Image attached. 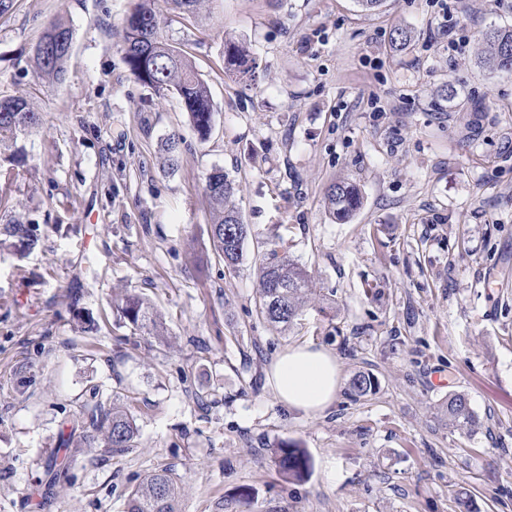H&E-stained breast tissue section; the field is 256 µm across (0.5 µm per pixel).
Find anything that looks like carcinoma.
Here are the masks:
<instances>
[{"instance_id":"obj_1","label":"carcinoma","mask_w":512,"mask_h":512,"mask_svg":"<svg viewBox=\"0 0 512 512\" xmlns=\"http://www.w3.org/2000/svg\"><path fill=\"white\" fill-rule=\"evenodd\" d=\"M163 3L172 12L195 16L202 12L208 0H163ZM164 28L158 0H139L124 20V63L139 81L152 86L156 92H176L198 139L205 141L214 122L207 83L195 71L191 60L166 37ZM72 40L73 31L66 22L49 21L33 50L36 73L51 80L62 79ZM481 42V64L495 71L512 72V28H491L483 34ZM224 71L241 77L254 76V66L248 64V49L244 43L231 38L224 40ZM41 124L40 113L25 99L0 98V142L19 132L37 129ZM165 151L167 168L176 170L180 140L169 139ZM203 191L210 207V239L225 266L233 268L242 258L246 228L234 203L237 188L223 169L214 168L204 177ZM325 200L329 214L338 221L350 220L361 206L359 190L345 181L331 184ZM259 271L260 315L271 323L291 324L306 303L310 275L276 249L261 263ZM113 308L131 332L167 340L165 323L149 300L126 293L113 300ZM376 387L377 380L369 373L360 372L349 382V391L354 397L367 396ZM442 408L454 427L469 431L474 426L475 414L465 394H449ZM78 431L85 438L91 432L102 434L104 448L110 453H124L135 447L137 436L133 418L113 401L98 400L84 407L79 417L70 422L68 431L60 433L57 451H68ZM275 455L284 480L300 482L304 479L309 460L303 449L284 442L275 449ZM178 494L176 472L169 467L155 470L131 489L126 499V512H177Z\"/></svg>"}]
</instances>
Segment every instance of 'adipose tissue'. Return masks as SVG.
Instances as JSON below:
<instances>
[{"label": "adipose tissue", "instance_id": "obj_1", "mask_svg": "<svg viewBox=\"0 0 512 512\" xmlns=\"http://www.w3.org/2000/svg\"><path fill=\"white\" fill-rule=\"evenodd\" d=\"M268 376L283 406L307 414L329 409L336 401L341 381L336 355L310 343L293 345L278 355Z\"/></svg>", "mask_w": 512, "mask_h": 512}]
</instances>
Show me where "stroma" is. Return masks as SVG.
Wrapping results in <instances>:
<instances>
[{"label": "stroma", "instance_id": "obj_1", "mask_svg": "<svg viewBox=\"0 0 512 512\" xmlns=\"http://www.w3.org/2000/svg\"><path fill=\"white\" fill-rule=\"evenodd\" d=\"M446 3L470 36L455 57L429 38L434 0H211L171 14L170 38L210 90L203 142L178 95L123 61L136 0H15L0 17V97L42 116L39 132L0 143L14 166L0 196V512H124L168 466L180 512H455L461 493L477 512H512V74L476 58L483 32L512 27V0ZM55 18L73 41L49 81L32 50ZM399 27L414 32L401 50ZM228 37L248 44L255 81L225 76ZM216 167L248 226L233 270L209 237L202 181ZM335 181L362 196L345 222L325 203ZM283 241L314 289L288 326L256 307L260 263ZM127 292L157 307L168 342L117 320L112 299ZM303 342L340 364L318 415L285 408L268 380ZM359 372L378 387L355 398ZM454 392L471 430L442 410ZM123 395L134 448L111 455L97 439L56 455L65 421ZM283 440L305 448L304 481L279 475ZM52 460L68 469L53 484ZM451 425L460 430H471L476 418L467 396L463 393H451L442 405Z\"/></svg>", "mask_w": 512, "mask_h": 512}]
</instances>
